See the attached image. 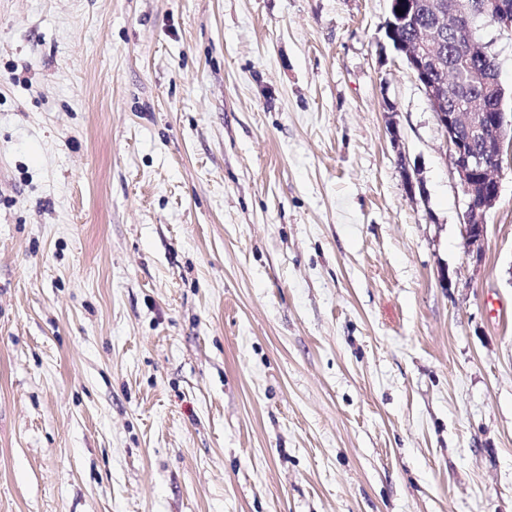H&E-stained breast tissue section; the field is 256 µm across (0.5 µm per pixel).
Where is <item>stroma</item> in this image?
I'll return each mask as SVG.
<instances>
[{"mask_svg":"<svg viewBox=\"0 0 512 512\" xmlns=\"http://www.w3.org/2000/svg\"><path fill=\"white\" fill-rule=\"evenodd\" d=\"M388 8L0 0V512H512V162L475 258Z\"/></svg>","mask_w":512,"mask_h":512,"instance_id":"obj_1","label":"stroma"}]
</instances>
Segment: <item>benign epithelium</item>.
Returning <instances> with one entry per match:
<instances>
[{"label": "benign epithelium", "mask_w": 512, "mask_h": 512, "mask_svg": "<svg viewBox=\"0 0 512 512\" xmlns=\"http://www.w3.org/2000/svg\"><path fill=\"white\" fill-rule=\"evenodd\" d=\"M403 10L398 14L396 9ZM425 12L428 24L414 23ZM491 15L500 33L512 36V0H390L383 23L395 49L404 57L435 115L447 144V157L457 173L462 195L461 224L467 252L481 258L486 216L500 197V171L505 147L512 148V113L504 108L506 91L499 79L481 76L473 60L492 56L491 45L476 40L477 19ZM410 29L414 36L399 38ZM462 84L450 99L448 84Z\"/></svg>", "instance_id": "7a95c632"}]
</instances>
